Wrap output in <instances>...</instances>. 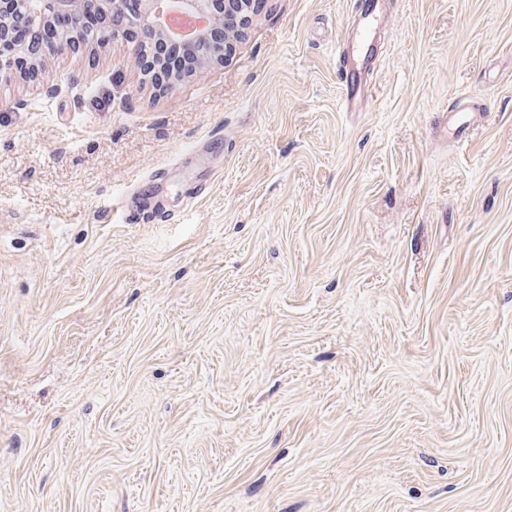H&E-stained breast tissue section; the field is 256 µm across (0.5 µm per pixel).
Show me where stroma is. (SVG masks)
Returning a JSON list of instances; mask_svg holds the SVG:
<instances>
[{
	"instance_id": "obj_1",
	"label": "stroma",
	"mask_w": 512,
	"mask_h": 512,
	"mask_svg": "<svg viewBox=\"0 0 512 512\" xmlns=\"http://www.w3.org/2000/svg\"><path fill=\"white\" fill-rule=\"evenodd\" d=\"M357 2L0 80V512H512V0ZM378 18L379 17L377 13L374 12V9H371L366 15V22L363 27L359 29V34L356 35L355 42L353 44V51L363 63L367 58L371 57L372 49L370 33L377 24ZM152 51L154 61L158 59L164 61V67L170 74L180 73L194 56L185 45L168 46L160 42L154 44Z\"/></svg>"
}]
</instances>
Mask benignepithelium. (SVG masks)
<instances>
[{"instance_id": "7a95c632", "label": "benign epithelium", "mask_w": 512, "mask_h": 512, "mask_svg": "<svg viewBox=\"0 0 512 512\" xmlns=\"http://www.w3.org/2000/svg\"><path fill=\"white\" fill-rule=\"evenodd\" d=\"M165 1L202 21L203 26L189 33L174 31L161 11ZM254 8V0H0V73L18 70L16 60L28 53L25 45L11 40L15 17H22L35 34L55 18L67 16L75 20L86 9L100 17L104 43L121 39L138 49L157 40H171L198 46L200 53L191 70V74L198 75L209 64L224 59L225 43L211 40L210 31L222 26L229 37L243 35ZM89 45L85 30L76 22L44 52L63 54Z\"/></svg>"}]
</instances>
